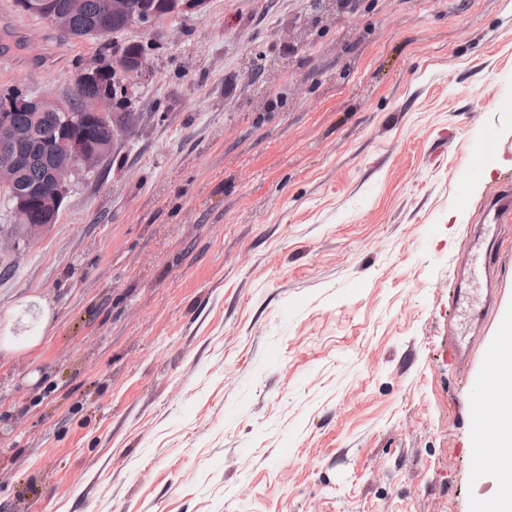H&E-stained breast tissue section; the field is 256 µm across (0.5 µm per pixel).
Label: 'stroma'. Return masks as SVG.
I'll return each mask as SVG.
<instances>
[{
	"instance_id": "stroma-1",
	"label": "stroma",
	"mask_w": 512,
	"mask_h": 512,
	"mask_svg": "<svg viewBox=\"0 0 512 512\" xmlns=\"http://www.w3.org/2000/svg\"><path fill=\"white\" fill-rule=\"evenodd\" d=\"M0 91L150 45L143 112L0 251V512H486L485 361L448 359L477 203L512 178V0H206L112 46L0 0ZM51 312L37 344L26 301Z\"/></svg>"
}]
</instances>
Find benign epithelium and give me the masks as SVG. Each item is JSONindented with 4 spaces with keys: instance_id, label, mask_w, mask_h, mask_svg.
Returning a JSON list of instances; mask_svg holds the SVG:
<instances>
[{
    "instance_id": "benign-epithelium-1",
    "label": "benign epithelium",
    "mask_w": 512,
    "mask_h": 512,
    "mask_svg": "<svg viewBox=\"0 0 512 512\" xmlns=\"http://www.w3.org/2000/svg\"><path fill=\"white\" fill-rule=\"evenodd\" d=\"M122 0H109L107 13L98 19L87 31L86 37L100 43H112L115 31L112 29V11L120 8ZM19 8L25 12L41 15L59 29L69 28V15L59 8L55 0H20ZM112 68L106 60L96 62L80 72L75 84L85 85L97 82L102 74ZM118 99L112 90L104 89L97 95L83 99L80 113H73L70 99L59 98L51 92L30 95L17 90L9 100L0 106V190L8 192L7 204L13 215V224L28 235H37L55 222L59 206L68 196L79 174L97 164L106 152V145L92 143L73 129L92 123L116 111ZM25 109L29 112H58L63 115L61 131L43 139L50 154L49 190H19L14 180L28 162L26 146L37 130L20 129L12 124L11 112Z\"/></svg>"
}]
</instances>
